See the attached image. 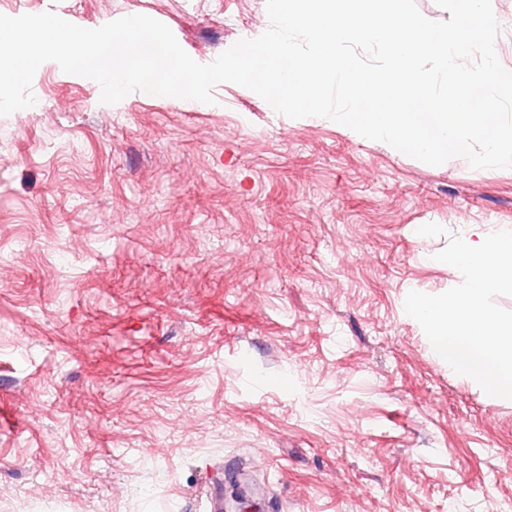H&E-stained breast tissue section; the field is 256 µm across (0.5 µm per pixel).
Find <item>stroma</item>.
I'll return each instance as SVG.
<instances>
[{"instance_id":"stroma-1","label":"stroma","mask_w":512,"mask_h":512,"mask_svg":"<svg viewBox=\"0 0 512 512\" xmlns=\"http://www.w3.org/2000/svg\"><path fill=\"white\" fill-rule=\"evenodd\" d=\"M144 14L208 64L266 0H19ZM0 116V512H512V403L405 311L512 229V168L432 166L253 91L100 101L48 61ZM436 223L448 236L426 238Z\"/></svg>"}]
</instances>
